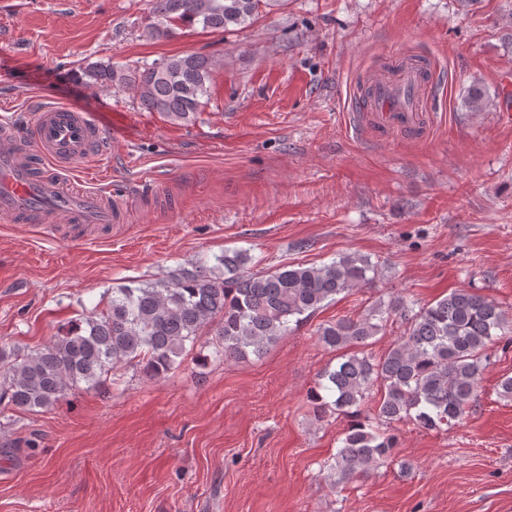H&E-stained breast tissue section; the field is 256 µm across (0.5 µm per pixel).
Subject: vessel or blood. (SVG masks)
Listing matches in <instances>:
<instances>
[{
    "label": "vessel or blood",
    "mask_w": 512,
    "mask_h": 512,
    "mask_svg": "<svg viewBox=\"0 0 512 512\" xmlns=\"http://www.w3.org/2000/svg\"><path fill=\"white\" fill-rule=\"evenodd\" d=\"M430 68L421 60L399 58L393 70L368 78V97L354 104L349 128L358 137L394 131L417 139L434 130L427 106ZM111 136L96 113L67 104L44 103L35 113L30 136L0 124V220L33 233L65 227L69 240L82 243L88 226L112 221V189H76L68 172L74 163H99Z\"/></svg>",
    "instance_id": "b4317fda"
}]
</instances>
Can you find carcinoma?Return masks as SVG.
Returning <instances> with one entry per match:
<instances>
[{"label": "carcinoma", "instance_id": "1", "mask_svg": "<svg viewBox=\"0 0 512 512\" xmlns=\"http://www.w3.org/2000/svg\"><path fill=\"white\" fill-rule=\"evenodd\" d=\"M280 0H152L147 35L168 39L179 28L226 32L246 28L261 8ZM218 62L200 53H182L127 71L112 64H89L78 78L92 85L131 88L141 105L174 123H188L207 105ZM486 91L471 87L465 106L482 112ZM245 250H226L211 267L182 268L166 280L123 285L103 294L93 308L64 332L31 352L12 354L0 370V403L20 410L49 409L83 383L106 389L118 371L136 366L150 379L170 373L201 343L204 359L261 356L336 296L370 287L378 267L358 255L341 256L321 266H284L253 273ZM406 324L403 335L384 354L365 350L391 316ZM327 348L356 351L340 356L320 374L310 395L314 418L350 419L337 448L329 478L336 486L369 473L376 463L395 458L396 423L413 422L441 430L460 422L477 400L488 350L512 344V313L471 290L458 289L414 309L400 298L379 302L356 318H340L317 329ZM376 414L363 415L374 392Z\"/></svg>", "mask_w": 512, "mask_h": 512}]
</instances>
